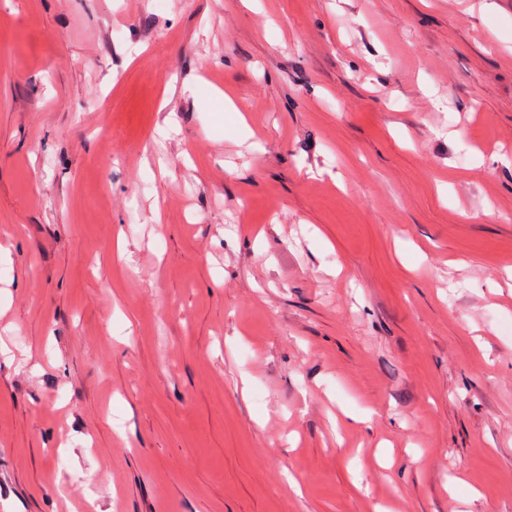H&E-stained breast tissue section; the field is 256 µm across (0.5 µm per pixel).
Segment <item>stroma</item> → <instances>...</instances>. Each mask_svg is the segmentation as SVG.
<instances>
[{"mask_svg":"<svg viewBox=\"0 0 512 512\" xmlns=\"http://www.w3.org/2000/svg\"><path fill=\"white\" fill-rule=\"evenodd\" d=\"M0 512H512V0H0Z\"/></svg>","mask_w":512,"mask_h":512,"instance_id":"35a3bbf8","label":"stroma"}]
</instances>
